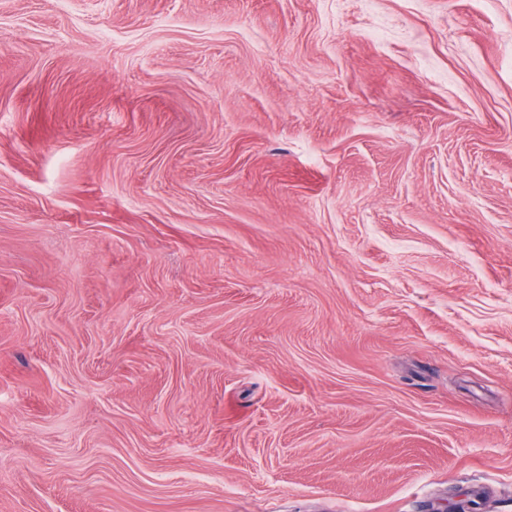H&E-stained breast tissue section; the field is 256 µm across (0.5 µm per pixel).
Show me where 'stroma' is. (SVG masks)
<instances>
[{
  "mask_svg": "<svg viewBox=\"0 0 512 512\" xmlns=\"http://www.w3.org/2000/svg\"><path fill=\"white\" fill-rule=\"evenodd\" d=\"M512 512V0H0V512Z\"/></svg>",
  "mask_w": 512,
  "mask_h": 512,
  "instance_id": "1",
  "label": "stroma"
}]
</instances>
